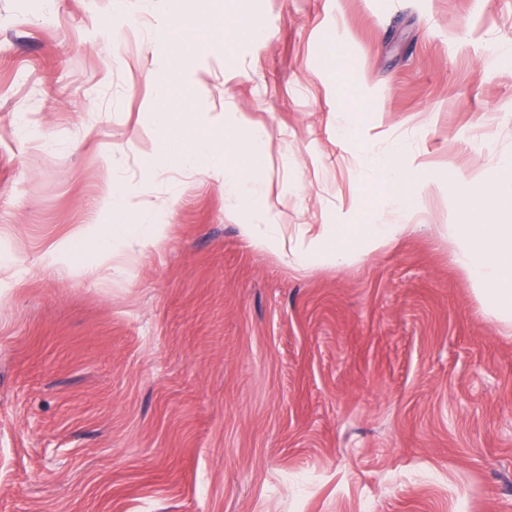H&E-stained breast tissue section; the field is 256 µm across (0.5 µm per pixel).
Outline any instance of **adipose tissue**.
<instances>
[{"label":"adipose tissue","mask_w":512,"mask_h":512,"mask_svg":"<svg viewBox=\"0 0 512 512\" xmlns=\"http://www.w3.org/2000/svg\"><path fill=\"white\" fill-rule=\"evenodd\" d=\"M172 98L193 106L194 89L181 75L164 69L156 82L159 106L152 113L160 132L159 152L163 159L198 176L221 178L225 187L233 191L250 183L237 156L213 151L210 141L196 134L195 115L176 122L164 112L163 102ZM399 157V151H392L378 160L376 168L385 177L391 201L411 210L416 207L425 186L405 173ZM252 185L253 221L241 225V233L258 250L279 251L284 246L280 227L268 219L262 184ZM404 230L401 224H336L326 229L312 245L292 248V261L298 267L311 263H349L359 257L361 251L372 252L389 245ZM435 230L448 242L454 260L466 271L478 299L500 320L511 322L512 225L470 224L465 214L458 213L452 223L436 225ZM160 231V225L143 215L134 221L113 224L110 230L115 243L113 253L128 258L143 253L155 245Z\"/></svg>","instance_id":"1"}]
</instances>
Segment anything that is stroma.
Wrapping results in <instances>:
<instances>
[{
	"label": "stroma",
	"instance_id": "obj_1",
	"mask_svg": "<svg viewBox=\"0 0 512 512\" xmlns=\"http://www.w3.org/2000/svg\"><path fill=\"white\" fill-rule=\"evenodd\" d=\"M262 2L260 41L226 33L253 0H0V512H512V326L434 230L507 177L512 0ZM172 14L286 239L408 232L299 269L241 234L248 188L159 165ZM112 174L162 235L108 265ZM400 149L395 148L390 154L378 160L376 169L385 177L389 186L390 200L397 206L412 210L427 187V184L413 181L401 168Z\"/></svg>",
	"mask_w": 512,
	"mask_h": 512
}]
</instances>
